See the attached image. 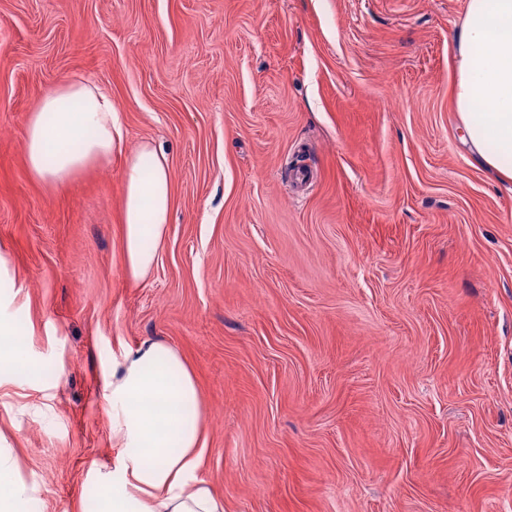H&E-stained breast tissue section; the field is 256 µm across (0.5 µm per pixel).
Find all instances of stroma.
<instances>
[{"label":"stroma","instance_id":"obj_1","mask_svg":"<svg viewBox=\"0 0 512 512\" xmlns=\"http://www.w3.org/2000/svg\"><path fill=\"white\" fill-rule=\"evenodd\" d=\"M466 10L0 0V316L65 365L0 381V446L39 512H79L112 469L103 375L146 341L195 375L224 512H512V181L461 141ZM64 80L168 159L141 281L120 155L54 188L27 169L28 117Z\"/></svg>","mask_w":512,"mask_h":512}]
</instances>
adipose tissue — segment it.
Masks as SVG:
<instances>
[{
  "label": "adipose tissue",
  "instance_id": "1",
  "mask_svg": "<svg viewBox=\"0 0 512 512\" xmlns=\"http://www.w3.org/2000/svg\"><path fill=\"white\" fill-rule=\"evenodd\" d=\"M452 90L473 159L512 180V0H468L455 38ZM122 145L111 96L92 82L59 83L43 93L26 128V163L48 185L65 183ZM122 254L132 281L156 265L167 231L171 179L166 156L141 143L124 163ZM112 439L120 455L96 476L95 512H224L200 478L204 448L195 376L170 347L145 342L126 351L103 380ZM39 490L19 482L0 448V512H34Z\"/></svg>",
  "mask_w": 512,
  "mask_h": 512
}]
</instances>
